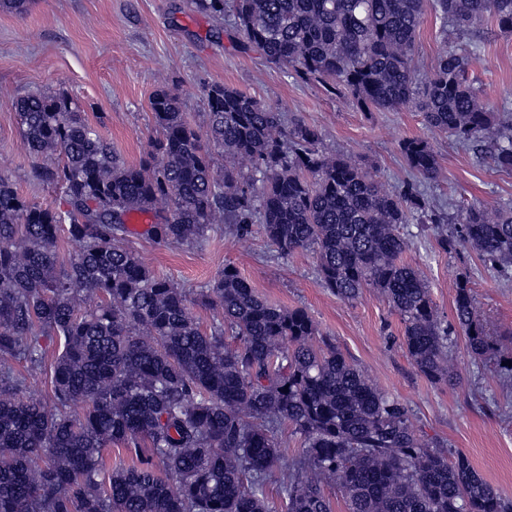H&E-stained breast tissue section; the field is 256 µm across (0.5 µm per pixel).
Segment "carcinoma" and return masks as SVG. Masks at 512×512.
Returning <instances> with one entry per match:
<instances>
[{
	"label": "carcinoma",
	"instance_id": "1",
	"mask_svg": "<svg viewBox=\"0 0 512 512\" xmlns=\"http://www.w3.org/2000/svg\"><path fill=\"white\" fill-rule=\"evenodd\" d=\"M224 14L274 64L351 94L371 112L410 106L427 128L489 148L512 170V109L492 112L468 83L485 24L512 32V0H192ZM444 50L418 79L415 43L427 11ZM202 124L164 91L151 99L161 137L135 166L122 161L64 93L16 103L30 153L58 155L35 176L64 208L23 201L0 176V358L45 371L50 403L26 377L0 369V512H273L270 475L284 423L303 439L277 487L283 512H512L469 458L448 456L414 428L399 400L377 390L327 341L302 308L281 309L230 265L193 293L155 275L126 243V221L151 214L162 246L197 247L220 224L237 236L259 225L282 255H315L321 284L344 301L376 289L404 324L414 368L454 382L448 326L404 260L405 224H443L412 187L384 188L348 156H325L317 133L221 83L204 88ZM224 152L216 167L211 147ZM403 155L415 175L441 171L421 137ZM79 245L61 256L60 241ZM481 260L512 263V208L491 200L462 209L459 238ZM220 318L203 329L190 306ZM454 320L467 355L496 348L467 278ZM236 340L233 347L225 335ZM55 345L53 358L48 346ZM131 464L109 466L112 446Z\"/></svg>",
	"mask_w": 512,
	"mask_h": 512
}]
</instances>
